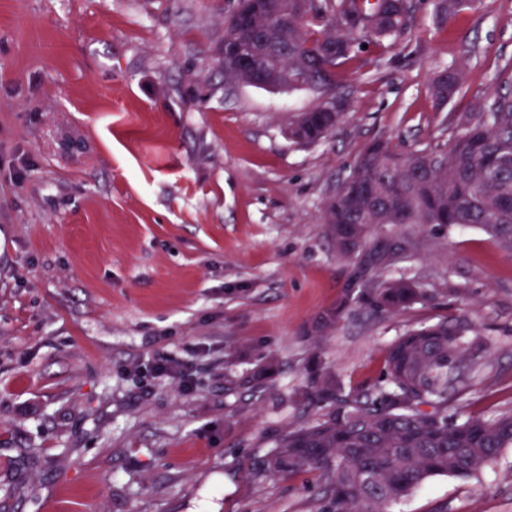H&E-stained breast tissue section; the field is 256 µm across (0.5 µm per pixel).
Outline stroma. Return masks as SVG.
<instances>
[{
  "mask_svg": "<svg viewBox=\"0 0 512 512\" xmlns=\"http://www.w3.org/2000/svg\"><path fill=\"white\" fill-rule=\"evenodd\" d=\"M227 5L0 0V512H317V473L254 468L314 419L309 360L368 390L397 337L443 319L492 344L449 412H512V256L479 228H380L422 239L396 268L434 300L308 332L355 277L323 201L368 144L442 150L453 113L512 92V0L450 22L418 0L401 44L347 64L312 147L286 132L314 93L225 82ZM451 64L464 88L439 108ZM393 512H512V448ZM464 70L451 65L442 69L430 83V94L435 102L442 106L451 101L462 91Z\"/></svg>",
  "mask_w": 512,
  "mask_h": 512,
  "instance_id": "1",
  "label": "stroma"
}]
</instances>
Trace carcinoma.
Segmentation results:
<instances>
[{"label":"carcinoma","mask_w":512,"mask_h":512,"mask_svg":"<svg viewBox=\"0 0 512 512\" xmlns=\"http://www.w3.org/2000/svg\"><path fill=\"white\" fill-rule=\"evenodd\" d=\"M475 0H436L451 21ZM253 30L224 18V40L243 42L266 77L288 74V91L317 95L342 88L345 65L362 45L402 41L411 30L410 0H249ZM463 68L442 69L430 94L442 106L462 91ZM344 113L322 100L300 113L288 138L314 145ZM446 149L402 152L375 141L359 155L322 221L339 258L355 263L361 283L313 321L323 336L352 307L396 314L433 299L425 288L390 275V247L372 238L380 224L424 230L477 226L512 254V95L496 94L477 112L453 118ZM489 344L468 324L446 321L399 336L387 352L382 383L344 392L339 376L311 373L305 395L321 413L284 434L256 470L320 476L318 512H390V506L435 476L470 480L512 448V412L448 417V401L470 388Z\"/></svg>","instance_id":"obj_1"}]
</instances>
